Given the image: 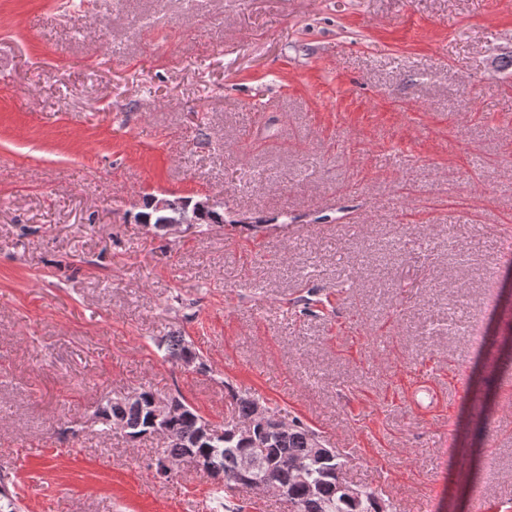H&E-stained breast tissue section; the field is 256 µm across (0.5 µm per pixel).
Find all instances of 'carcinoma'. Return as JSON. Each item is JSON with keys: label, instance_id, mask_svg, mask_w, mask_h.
Wrapping results in <instances>:
<instances>
[{"label": "carcinoma", "instance_id": "obj_1", "mask_svg": "<svg viewBox=\"0 0 512 512\" xmlns=\"http://www.w3.org/2000/svg\"><path fill=\"white\" fill-rule=\"evenodd\" d=\"M167 355L176 360L187 359L192 365L205 368L202 358L190 350V343L182 336H173L167 344ZM234 406L233 421L246 424L252 414L254 395L231 391ZM103 422L111 419L122 421L129 433L137 438L153 435L144 406L138 403L120 404L106 401V409L99 415ZM197 410L188 402L176 412L170 425L176 439L165 443L166 454L157 459L156 468L166 471L185 458L202 456L210 459L213 467L224 476V499L218 500L224 512H236L230 493L236 489L235 478L245 457H254L253 474L275 472L277 483L292 492L294 507L289 512H380L379 497L371 490L365 491L356 501L348 500L339 489L337 479L330 475L342 473L347 460L337 453L325 461L312 458L313 442L317 433L293 419L283 422L280 429L264 431L252 437L233 433V427L224 424L214 426L220 436L212 440L197 437Z\"/></svg>", "mask_w": 512, "mask_h": 512}]
</instances>
